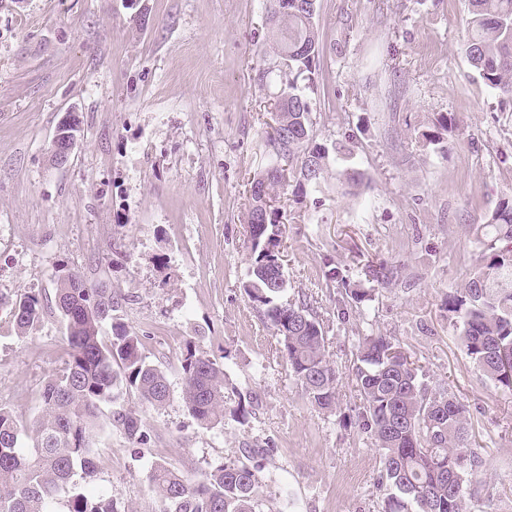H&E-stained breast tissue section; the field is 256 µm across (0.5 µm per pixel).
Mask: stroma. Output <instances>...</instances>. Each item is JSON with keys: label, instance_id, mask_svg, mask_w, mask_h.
<instances>
[{"label": "stroma", "instance_id": "35a3bbf8", "mask_svg": "<svg viewBox=\"0 0 512 512\" xmlns=\"http://www.w3.org/2000/svg\"><path fill=\"white\" fill-rule=\"evenodd\" d=\"M0 0V294H38L43 321L19 333L0 309V407L21 424L40 414L48 375L68 360L55 308L59 275L104 280L126 298L118 316L144 334L170 398L121 403L150 433L139 445L111 427L95 438L93 487L126 512H160L161 463L190 480L270 444L258 472L259 512H383L387 490L368 436L347 425L358 339L399 341L430 391L469 411L480 464L477 499L512 512V394L467 355L444 308L480 259L470 225L512 195V112L476 81L464 51L466 0H319L313 110L332 165L368 184L335 181L298 197L278 189L285 226L284 298L307 296L326 327L340 377L335 414L290 376L277 339L239 286L249 265L250 182L265 165L276 68L267 0ZM81 134L68 163L48 147L69 110ZM460 120L445 149L425 145L438 115ZM384 262L398 271L372 301L336 315L323 273ZM195 342L223 362L228 384L254 400L247 424L199 427L182 399L178 358Z\"/></svg>", "mask_w": 512, "mask_h": 512}]
</instances>
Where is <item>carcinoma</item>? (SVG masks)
<instances>
[{
	"instance_id": "cac0c4a2",
	"label": "carcinoma",
	"mask_w": 512,
	"mask_h": 512,
	"mask_svg": "<svg viewBox=\"0 0 512 512\" xmlns=\"http://www.w3.org/2000/svg\"><path fill=\"white\" fill-rule=\"evenodd\" d=\"M280 5L269 24V49L276 56L280 87L274 111L288 124V140L280 154L272 152L274 131L262 145L269 158L253 180L264 196L251 197L246 217L250 263L241 288L263 307L264 318L278 337L279 354L312 403L336 409L339 375L330 361L323 320L306 299L281 300L287 280L269 265L280 247L283 224L273 205L276 188L295 183V195L319 188L329 175L330 155L317 141V117L309 95L298 87L308 80L318 57L313 18L293 5ZM465 55L477 79L512 110V0H468ZM459 128L456 116L439 115L425 143L438 145L443 133ZM342 185L358 189L364 174L341 170ZM481 245L480 264L464 287L448 293V318L461 325L468 356L505 391H512V373L503 358L512 359V197L500 199L473 225ZM336 284L341 299L337 315L349 306L372 300L375 287L391 284L395 268L369 264L354 279L337 268L324 274ZM126 298L105 285L89 286L78 273L59 278L56 308L66 328L69 361L64 372L48 379L43 409L26 428L0 409V512H56L58 493H68L66 512H121L110 490L89 494L74 481L78 474L94 477L93 436L103 421L128 439L144 444L148 434L140 416L119 402L120 390L136 393L140 401L163 407L170 398L167 374L143 355V339L114 317ZM21 332L39 323L44 306L35 295L3 299ZM110 335H102L104 325ZM182 393L189 414L205 429L224 425L226 418L244 425L251 415L243 398L225 400V366L195 345L186 347L181 361ZM361 406L354 425L369 435L378 449L381 479L387 490L384 512H475L465 480L467 463L475 461L465 407L453 396L432 393L419 382L416 368L402 347L385 336L367 335L357 346L352 368ZM269 449L245 452L244 459L221 463L200 480L191 481L157 464L153 481L161 512H256L257 466L250 463Z\"/></svg>"
}]
</instances>
